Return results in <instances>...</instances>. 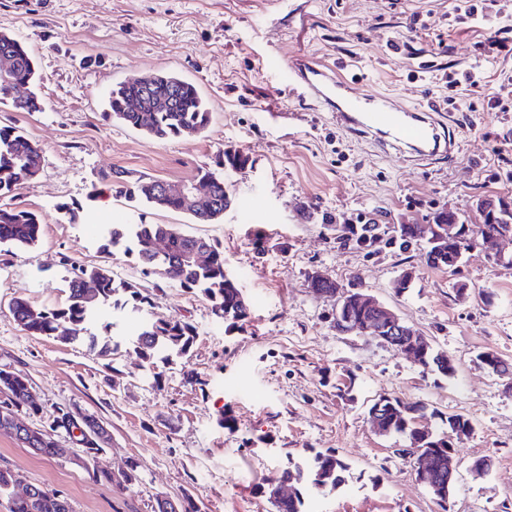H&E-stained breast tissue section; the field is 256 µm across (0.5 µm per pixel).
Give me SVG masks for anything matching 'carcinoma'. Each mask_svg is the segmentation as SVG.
<instances>
[{
  "instance_id": "cac0c4a2",
  "label": "carcinoma",
  "mask_w": 512,
  "mask_h": 512,
  "mask_svg": "<svg viewBox=\"0 0 512 512\" xmlns=\"http://www.w3.org/2000/svg\"><path fill=\"white\" fill-rule=\"evenodd\" d=\"M8 52L14 60L9 69L0 68V103L11 101L12 106L23 112H39L42 101L36 93L24 99L15 100L11 92L21 84H33L36 81L34 58L24 42L8 34L0 35V53ZM178 108L175 112H145L146 99L142 95L140 83L133 79L124 82L112 90L109 116L157 139L178 137L186 132H201L209 124L210 112L197 87L181 81L175 85ZM248 154L239 150H226L219 160L225 170L236 169L248 164ZM43 165V151L25 132L12 127L0 128V196L13 192L18 186L34 179ZM102 181L116 189L119 194L138 199L152 208H161L181 212V203L175 198L166 199L154 193V180L140 179L127 184L124 171L115 170L102 176ZM197 181L211 185L213 197L225 200V207L212 208L210 201H203L190 216L198 222H212L224 216V208L233 204V197L224 192V177L204 171ZM438 229L440 243L429 241L432 228ZM381 227L373 221L365 224H352L347 228L353 246L360 249L367 241V235L378 232ZM504 230L512 231V211L500 209L493 218H484L481 224H466L460 221L456 211L446 208L436 210L430 224H400L395 230L396 236L388 243L396 245L398 250L407 251L412 247L423 246L427 264L434 268H451L458 252L456 242L451 237L455 231L460 235H469L471 242H477L485 235L497 234ZM426 239H421V234ZM42 224L38 215L18 206L0 207V243L19 248H32L41 239ZM163 242L168 247L169 259L156 257L153 246ZM200 245L209 250V260L203 265L181 261L185 252L193 246L188 235L181 233L172 224H129L125 227H112L103 234L102 249L109 252L116 247L124 248L125 253L135 256L148 274L160 279H172L188 292L198 291L211 302V310L216 320L224 324L227 331L243 327L249 319L244 304L246 297L237 276L227 271L224 264V250L209 238H200ZM95 284L94 293L84 289L87 282ZM66 301L54 308H39L25 298H15L9 305V312L26 334L31 336L56 337L63 335L69 341L89 339L90 346L96 347V336L89 332V324L107 302L115 307H131L139 311L150 305L149 296L135 284L117 279L110 268L105 266L71 265L70 276L66 279ZM197 335L196 326L189 320L177 316L152 314L141 320L135 330L132 344L142 362L154 370L153 380L157 381L162 373L156 371L158 364H171L185 358ZM476 362L491 369L499 377L512 376V362L494 351H482L476 355ZM416 365L425 372H434L442 377L451 378L456 366L441 364L438 351L431 349L422 354ZM391 408L378 423V434L383 437H403L409 444L426 451L434 448L442 455L436 459L435 473L431 480L422 486L446 502L452 495L456 480H448V453L456 441L472 430L471 422L462 414L445 416L437 410L428 411L423 402H405L397 397H386ZM37 416L42 409L36 405L31 395L29 381L6 369H0V434L13 436V420L20 410ZM58 429L68 430L70 420L81 422V442L86 448L84 469L95 480L110 485L114 482L132 483L137 479L136 466L116 477L110 469H99L94 465L95 454L100 442L106 437V430L96 419L77 408H58ZM431 414L440 419L442 427L431 436L418 434L417 421ZM32 448L47 458L58 455V441L44 433H32ZM347 464L333 450L317 453L312 463L303 469L299 466L286 467L268 479L262 487L274 512H307L303 494L299 488L302 480H307L316 489L335 490L344 483L343 473ZM289 481L293 492L286 498L277 493V484ZM11 512H70L69 504L58 502L57 493L37 487L28 498H15Z\"/></svg>"
}]
</instances>
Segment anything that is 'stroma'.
<instances>
[{
    "label": "stroma",
    "instance_id": "1",
    "mask_svg": "<svg viewBox=\"0 0 512 512\" xmlns=\"http://www.w3.org/2000/svg\"><path fill=\"white\" fill-rule=\"evenodd\" d=\"M472 7L483 19L468 18ZM1 31L35 56L43 109L0 104V127L37 142L44 166L6 198L35 212L43 235L29 249L0 244V368L29 379L44 415L76 406L99 418L108 438L97 466L132 463L138 479L104 485L68 456L42 457L5 435L0 469L53 490L71 512H154L161 496L190 499L198 512H271L259 486L330 448L349 470L339 490H309L320 512H512V391L475 361L487 350L512 359V242L500 244L499 261L473 248L452 272L418 249L339 246L320 219L427 224L448 208L478 224V199L512 195V0H0ZM297 58L340 68L360 91L432 106L455 132L452 159L411 160L337 126L271 65ZM148 73L195 84L208 127L156 139L108 118L112 89ZM229 147L250 161L225 173L235 204L211 224L116 195L101 180L120 169L131 182L188 183L217 170ZM142 221L220 243L251 305L242 330L225 332L204 296L143 275L123 248L102 250L107 228ZM257 227L271 236L261 256L248 237ZM72 262L109 267L148 294L151 312L191 320L186 364L163 366L156 382L133 349L102 357L22 331L10 301L60 304ZM407 269L413 285L397 291ZM316 271L391 306L454 361L455 376L336 334L332 302L308 286ZM381 395L472 422L456 442L448 502L416 482L399 454L405 439L371 431L367 410ZM227 410L232 432L218 423ZM478 459L490 461L487 472L473 471Z\"/></svg>",
    "mask_w": 512,
    "mask_h": 512
}]
</instances>
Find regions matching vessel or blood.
Returning a JSON list of instances; mask_svg holds the SVG:
<instances>
[{
    "instance_id": "obj_1",
    "label": "vessel or blood",
    "mask_w": 512,
    "mask_h": 512,
    "mask_svg": "<svg viewBox=\"0 0 512 512\" xmlns=\"http://www.w3.org/2000/svg\"><path fill=\"white\" fill-rule=\"evenodd\" d=\"M286 69L292 93L330 107L337 124L351 133L422 159L454 151V134L445 131L433 111L388 95L355 92L351 81L328 66L303 60L288 63Z\"/></svg>"
}]
</instances>
